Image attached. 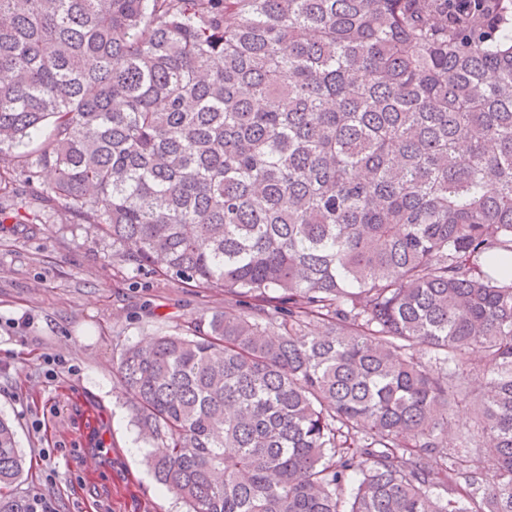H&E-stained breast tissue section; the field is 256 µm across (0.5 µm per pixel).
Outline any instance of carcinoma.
Instances as JSON below:
<instances>
[{
  "label": "carcinoma",
  "mask_w": 512,
  "mask_h": 512,
  "mask_svg": "<svg viewBox=\"0 0 512 512\" xmlns=\"http://www.w3.org/2000/svg\"><path fill=\"white\" fill-rule=\"evenodd\" d=\"M497 5L488 35L448 0H0V180L50 174L38 209L224 291L119 357L185 512H512ZM24 465L1 418L0 512H33Z\"/></svg>",
  "instance_id": "1"
}]
</instances>
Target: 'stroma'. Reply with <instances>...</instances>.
Returning <instances> with one entry per match:
<instances>
[{"label":"stroma","mask_w":512,"mask_h":512,"mask_svg":"<svg viewBox=\"0 0 512 512\" xmlns=\"http://www.w3.org/2000/svg\"><path fill=\"white\" fill-rule=\"evenodd\" d=\"M205 309L223 311V292L203 298L122 266L88 225L49 211L34 224L0 223V414L27 459L15 494L55 512H182L139 449L117 362L126 345L178 332ZM23 315L30 326L12 327ZM47 356L59 359L55 371Z\"/></svg>","instance_id":"stroma-1"}]
</instances>
